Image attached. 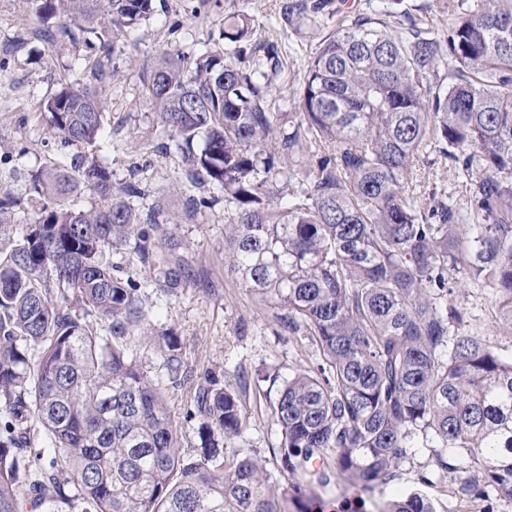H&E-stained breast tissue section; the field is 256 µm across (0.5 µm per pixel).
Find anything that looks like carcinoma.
I'll use <instances>...</instances> for the list:
<instances>
[{"label":"carcinoma","mask_w":512,"mask_h":512,"mask_svg":"<svg viewBox=\"0 0 512 512\" xmlns=\"http://www.w3.org/2000/svg\"><path fill=\"white\" fill-rule=\"evenodd\" d=\"M33 2L39 20L63 19L61 37L84 36L88 61L116 51L95 21L128 35L154 12V0ZM328 4L280 0V12L321 32ZM218 39L222 50L153 67L145 98L190 183L224 190L227 269L320 354L270 404L278 471L365 491L420 434L445 470L443 449L471 457L467 491L512 499V358L467 331L455 296L492 289L512 334V0H458L441 35L408 14L336 10L292 112L269 104L283 53L253 16L224 12ZM42 108L64 147L94 143L107 115L100 92L72 83ZM430 148L465 176L466 203L417 191ZM32 184L34 224L0 242V512H287L255 451L236 445L245 375H193L176 331L147 319L131 265L157 291L180 287L177 225L159 207L135 211L139 180L114 184L92 158ZM82 189L104 204L73 207ZM18 206L0 196V234ZM125 247L128 269L107 258ZM135 337L162 344L165 377L143 371ZM185 385L184 422L201 420L193 453L167 407ZM32 419L49 438L39 466ZM384 512L435 510L413 494Z\"/></svg>","instance_id":"obj_1"}]
</instances>
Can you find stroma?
Segmentation results:
<instances>
[{
  "label": "stroma",
  "instance_id": "stroma-1",
  "mask_svg": "<svg viewBox=\"0 0 512 512\" xmlns=\"http://www.w3.org/2000/svg\"><path fill=\"white\" fill-rule=\"evenodd\" d=\"M30 8L29 0H0V194L10 193L20 201L10 219L12 235L25 234L35 221L30 176L37 171L86 156L109 169L114 183L137 175L144 195L133 199L134 209L143 213L161 207L177 224L185 247L187 276L180 288L166 295L144 288L149 319L155 327L175 328L184 359L197 372L271 373V380L262 382L249 397L245 440L272 470L271 483L286 498L289 512H316L327 503L334 505V512H383L389 500L414 492L429 498L436 512H512V500L494 490L461 493L458 470L470 463L465 452L454 451L456 469L444 473L418 437L395 468L393 479L368 491L356 492L335 481L314 485L301 506L294 500L293 488L302 484V477L285 478L274 471L271 449L277 446L279 434L269 405L283 380L320 358L307 339L283 330L274 304L241 288L225 272L224 192L211 185L191 187L179 153L169 145L145 101L144 89L150 66L163 56L189 58L214 49L209 33L230 10L253 15L260 34L281 47L286 67L279 83L300 77L315 42L282 20L280 0H155L149 20L131 36H117L120 58L103 61L95 75L87 68L83 42L56 39V21L41 22ZM64 82L104 91L109 121L96 144L60 147L48 126L41 104ZM417 174L421 191L435 199L461 202L467 197L465 177L453 166L436 163L434 155L420 160ZM191 194L214 198L215 203L189 220L185 212ZM457 300L470 313L471 334L500 354L512 356V336L499 323L491 289L464 288Z\"/></svg>",
  "mask_w": 512,
  "mask_h": 512
}]
</instances>
